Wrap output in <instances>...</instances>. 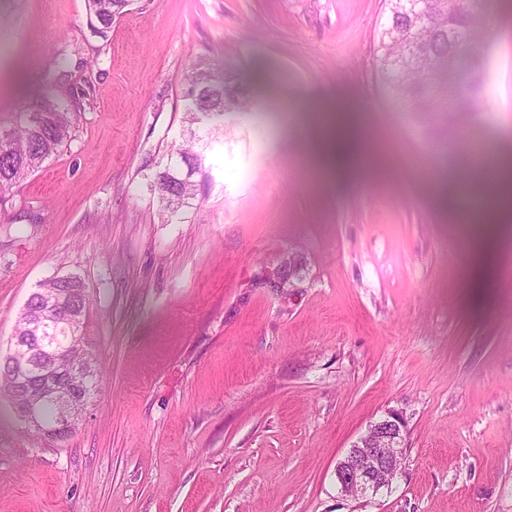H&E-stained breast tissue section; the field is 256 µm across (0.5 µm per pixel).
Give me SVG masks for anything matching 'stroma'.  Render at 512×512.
<instances>
[{"mask_svg":"<svg viewBox=\"0 0 512 512\" xmlns=\"http://www.w3.org/2000/svg\"><path fill=\"white\" fill-rule=\"evenodd\" d=\"M382 21L381 0H133L102 36L85 0H0V129L44 92L74 112L0 194V355L30 293L73 274L103 372L59 443L0 397V512H512V214L478 236L456 184L512 155V0L485 12L488 90L446 145L393 105ZM197 61L254 104L196 125L197 196L175 208L156 179ZM336 105L381 165L314 169ZM391 412V489L341 494L337 462Z\"/></svg>","mask_w":512,"mask_h":512,"instance_id":"1","label":"stroma"}]
</instances>
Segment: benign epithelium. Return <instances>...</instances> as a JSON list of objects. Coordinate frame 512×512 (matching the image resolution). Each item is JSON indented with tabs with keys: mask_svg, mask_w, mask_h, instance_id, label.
I'll return each instance as SVG.
<instances>
[{
	"mask_svg": "<svg viewBox=\"0 0 512 512\" xmlns=\"http://www.w3.org/2000/svg\"><path fill=\"white\" fill-rule=\"evenodd\" d=\"M296 271L297 262L288 259L273 276L274 286L283 288L291 283ZM57 308L64 311V317L40 319L37 335L30 339L34 355L28 362L17 364L6 358L0 360L12 368L11 390L36 394L34 401L14 407L17 418L32 433L47 439L60 430L78 427L86 404V382L93 378L97 367V361L91 358L71 367L60 383L56 382V377L41 371L40 361L55 353L57 332L75 328L71 301L64 296L59 298ZM46 402L63 409L62 416L56 418L52 426L46 425L42 416L41 407ZM403 427L402 418L394 413L370 425L367 433L336 464V482L342 493L366 497L392 486L400 471Z\"/></svg>",
	"mask_w": 512,
	"mask_h": 512,
	"instance_id": "1",
	"label": "benign epithelium"
}]
</instances>
